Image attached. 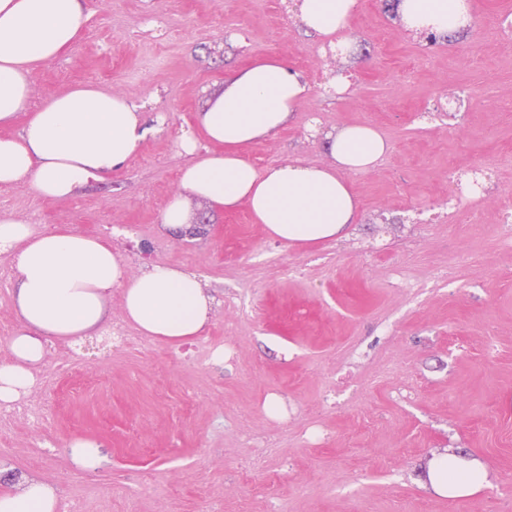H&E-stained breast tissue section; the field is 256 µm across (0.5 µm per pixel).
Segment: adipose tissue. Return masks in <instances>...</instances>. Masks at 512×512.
<instances>
[{"label": "adipose tissue", "mask_w": 512, "mask_h": 512, "mask_svg": "<svg viewBox=\"0 0 512 512\" xmlns=\"http://www.w3.org/2000/svg\"><path fill=\"white\" fill-rule=\"evenodd\" d=\"M356 0H298L296 11L310 35L349 52L344 35ZM92 15L88 0H0V185H27L57 201L118 175L142 144L161 131L144 103L81 85L30 108L32 75L68 49ZM397 15L412 33L447 36L471 26L470 0H398ZM312 88L280 57L253 59L224 80L196 113V133L178 141L189 161L161 213L164 229L192 231L190 201L216 212L247 206L274 239L313 247L344 236L357 223L360 202L347 173L368 170L385 153L383 136L369 126L328 132L331 164L294 158L264 169L248 152L295 118ZM17 134H9V127ZM0 251L15 254L14 314L9 361L0 363V404L10 405L35 385L33 370L57 340L103 335L111 319L113 289L122 291L125 320L145 336L180 345L204 335L216 305L201 277L155 263L127 278L121 254L78 228L33 229L0 217ZM426 485L451 499L467 497L488 481L489 465L433 455ZM0 493V512H56L60 493L23 473Z\"/></svg>", "instance_id": "adipose-tissue-1"}]
</instances>
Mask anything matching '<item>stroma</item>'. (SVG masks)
Here are the masks:
<instances>
[{"instance_id": "obj_1", "label": "stroma", "mask_w": 512, "mask_h": 512, "mask_svg": "<svg viewBox=\"0 0 512 512\" xmlns=\"http://www.w3.org/2000/svg\"><path fill=\"white\" fill-rule=\"evenodd\" d=\"M348 35L357 51L326 57L287 0H90L83 33L34 73L31 101L93 85L148 101L169 127L150 137L121 177L61 201L0 186V216L35 229L75 226L110 241L128 277L166 263L199 273L218 300L203 339L174 346L140 335L112 293V321L127 345L59 340L35 370L31 397L45 420L20 416L0 429V461L57 486L85 512H206L249 502L250 512H506L512 505V250L499 248V201L512 197V39L489 18L512 0H474L465 34L427 43L382 0H365ZM288 58L313 86L286 128L255 146L266 168L291 157L326 165L324 130L365 124L388 142L367 171L350 174L358 223L319 248L269 237L246 207L209 213L204 234L162 230L159 219L186 163L176 138L231 70L253 58ZM345 79L342 93L331 92ZM459 114L438 112L448 95ZM433 112L418 119L419 108ZM491 168L497 183L479 224L437 219L449 168ZM457 266L454 284L435 268ZM401 267L419 294L392 287ZM14 269L0 253V362L15 326ZM388 320L395 335L378 334ZM233 334L234 360L204 364L203 342ZM360 350V367L348 353ZM276 395L288 422L266 415ZM322 427L313 445L304 431ZM273 440L254 484L240 472L253 451L242 425ZM79 440L96 443L86 464ZM446 448L489 461V483L448 499L424 482Z\"/></svg>"}]
</instances>
